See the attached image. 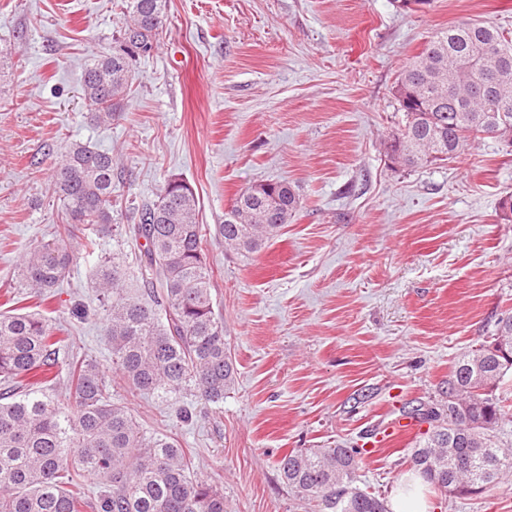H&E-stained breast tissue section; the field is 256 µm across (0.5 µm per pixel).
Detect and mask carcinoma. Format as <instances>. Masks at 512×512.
I'll return each instance as SVG.
<instances>
[{"label": "carcinoma", "mask_w": 512, "mask_h": 512, "mask_svg": "<svg viewBox=\"0 0 512 512\" xmlns=\"http://www.w3.org/2000/svg\"><path fill=\"white\" fill-rule=\"evenodd\" d=\"M119 48L85 64L83 95L98 123L112 121L131 80L130 62L150 54L163 30L166 0H126ZM401 121L389 152L407 167L444 162L490 137L512 146V37L481 23L462 22L436 33L395 85ZM112 154L73 142L53 174L64 204L54 235L25 249L20 288L46 297L105 236L144 239L141 288L125 286L114 262L93 269L106 305L105 341L112 369L134 392L173 397L190 392L204 403L224 401L235 367L224 347V318L215 310L212 271L201 250L199 202L180 178L137 210L132 224L112 218ZM242 191L216 237L242 256L258 252L301 207L286 183ZM90 233L76 238L75 225ZM64 340L40 313H0V512H226L224 492L190 476L191 459L177 441L147 434L112 398L99 361L60 357ZM492 387L470 391L475 369ZM65 371L77 407L48 391ZM512 359L481 346L448 374L459 400L448 408L416 407L429 424L412 448L411 464L455 496H479L512 474V446L498 440L509 421L500 383ZM356 448L293 449L277 463L296 499L318 512H387L384 499L357 485ZM98 483L84 498L82 479Z\"/></svg>", "instance_id": "obj_1"}]
</instances>
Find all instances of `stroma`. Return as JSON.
<instances>
[{"mask_svg":"<svg viewBox=\"0 0 512 512\" xmlns=\"http://www.w3.org/2000/svg\"><path fill=\"white\" fill-rule=\"evenodd\" d=\"M124 0H0V312L20 252L62 210L52 174L75 141L115 161L119 224L166 180L194 190L212 296L235 383L218 404L112 394L150 434L175 439L227 512H305L276 462L300 448L362 449L357 485L392 500L415 437L387 423L446 402L455 359L512 312V149L485 139L417 168L387 156L400 68L437 32L489 22L512 35V0H168V22L112 123H96L82 69L111 52ZM283 181L302 207L259 253L226 250L216 224L238 193ZM141 246L100 240L126 283ZM91 264L75 268L50 318L68 353L111 367ZM81 304L87 319L71 317ZM193 409L192 421L179 417ZM430 512H512V477L479 497L424 484Z\"/></svg>","mask_w":512,"mask_h":512,"instance_id":"stroma-1","label":"stroma"}]
</instances>
